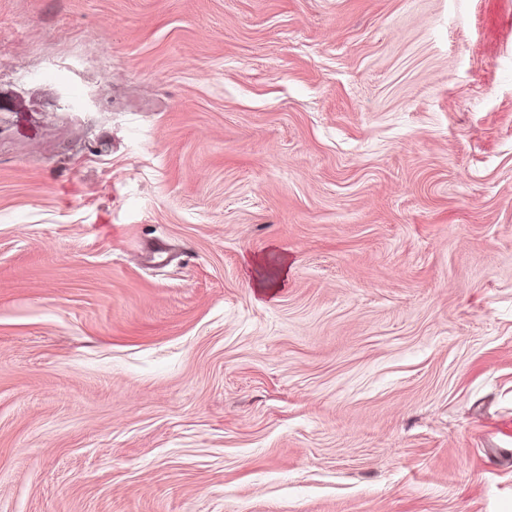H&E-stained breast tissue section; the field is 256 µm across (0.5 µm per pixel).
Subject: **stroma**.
I'll use <instances>...</instances> for the list:
<instances>
[{"label": "stroma", "instance_id": "stroma-1", "mask_svg": "<svg viewBox=\"0 0 512 512\" xmlns=\"http://www.w3.org/2000/svg\"><path fill=\"white\" fill-rule=\"evenodd\" d=\"M511 420L512 0H0V512H512Z\"/></svg>", "mask_w": 512, "mask_h": 512}]
</instances>
